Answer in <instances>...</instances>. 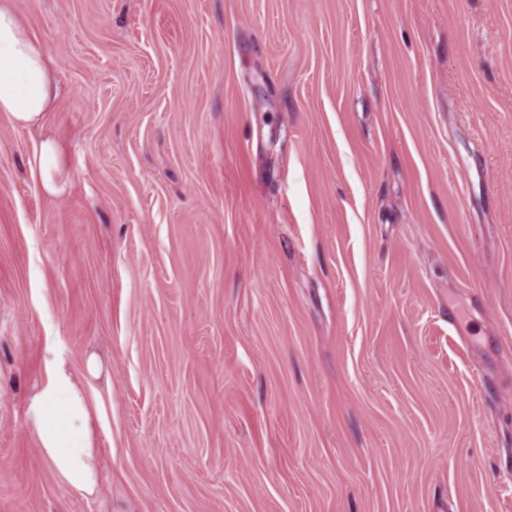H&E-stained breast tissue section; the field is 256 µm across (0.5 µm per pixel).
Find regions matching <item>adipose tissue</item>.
Here are the masks:
<instances>
[{"instance_id": "ef3b65f1", "label": "adipose tissue", "mask_w": 512, "mask_h": 512, "mask_svg": "<svg viewBox=\"0 0 512 512\" xmlns=\"http://www.w3.org/2000/svg\"><path fill=\"white\" fill-rule=\"evenodd\" d=\"M52 94V60L30 37L8 0H0V112L34 127ZM103 363L89 355L74 369L57 353L45 360L42 380L28 398V427L56 479L71 491L94 495L100 482L99 450L88 386Z\"/></svg>"}]
</instances>
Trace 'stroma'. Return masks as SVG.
Here are the masks:
<instances>
[{
	"instance_id": "stroma-1",
	"label": "stroma",
	"mask_w": 512,
	"mask_h": 512,
	"mask_svg": "<svg viewBox=\"0 0 512 512\" xmlns=\"http://www.w3.org/2000/svg\"><path fill=\"white\" fill-rule=\"evenodd\" d=\"M10 4L56 95L0 112V512H512V0ZM50 346L105 365L91 496ZM36 162L39 173L44 175V184L47 188H53L51 171L58 166L59 149L51 140H43L36 151ZM47 353L44 377L28 398L29 433L56 479L91 496L99 486L100 468L88 386L101 376L103 363L91 354L76 370L52 348Z\"/></svg>"
}]
</instances>
